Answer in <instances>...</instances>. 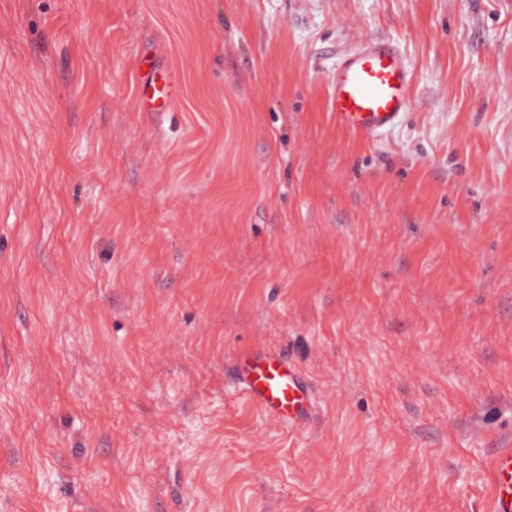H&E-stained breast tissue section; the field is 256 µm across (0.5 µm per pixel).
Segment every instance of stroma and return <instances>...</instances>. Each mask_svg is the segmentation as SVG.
I'll list each match as a JSON object with an SVG mask.
<instances>
[{"label": "stroma", "mask_w": 512, "mask_h": 512, "mask_svg": "<svg viewBox=\"0 0 512 512\" xmlns=\"http://www.w3.org/2000/svg\"><path fill=\"white\" fill-rule=\"evenodd\" d=\"M365 38L411 104L359 139ZM500 448L512 0H0V512H489ZM410 73L393 43L368 39L345 56L330 83L336 126L362 138L392 126L408 108ZM142 96L159 112L170 108L172 81L168 73H157L143 85ZM234 372L245 399L269 419L288 426L313 419L312 385L284 355L248 353Z\"/></svg>", "instance_id": "35a3bbf8"}]
</instances>
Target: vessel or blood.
Returning a JSON list of instances; mask_svg holds the SVG:
<instances>
[{
    "label": "vessel or blood",
    "mask_w": 512,
    "mask_h": 512,
    "mask_svg": "<svg viewBox=\"0 0 512 512\" xmlns=\"http://www.w3.org/2000/svg\"><path fill=\"white\" fill-rule=\"evenodd\" d=\"M410 89L409 69L398 47L368 39L337 66L330 83V111L339 128L368 138L392 126L407 110ZM142 96L155 109H168L170 75L148 78ZM234 372L245 399L269 419L291 426L312 420V385L284 355L246 354ZM491 468L490 512H512V448L498 449Z\"/></svg>",
    "instance_id": "b4317fda"
}]
</instances>
